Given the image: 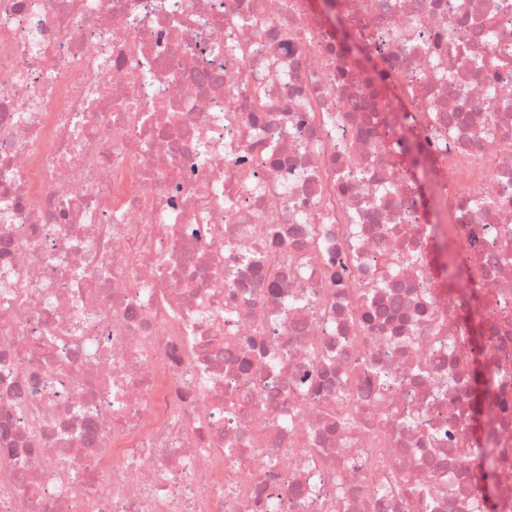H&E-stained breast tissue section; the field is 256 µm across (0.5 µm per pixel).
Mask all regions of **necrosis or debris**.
Wrapping results in <instances>:
<instances>
[{"mask_svg": "<svg viewBox=\"0 0 512 512\" xmlns=\"http://www.w3.org/2000/svg\"><path fill=\"white\" fill-rule=\"evenodd\" d=\"M338 5L0 0V512H512V0Z\"/></svg>", "mask_w": 512, "mask_h": 512, "instance_id": "4bbe7bcc", "label": "necrosis or debris"}]
</instances>
